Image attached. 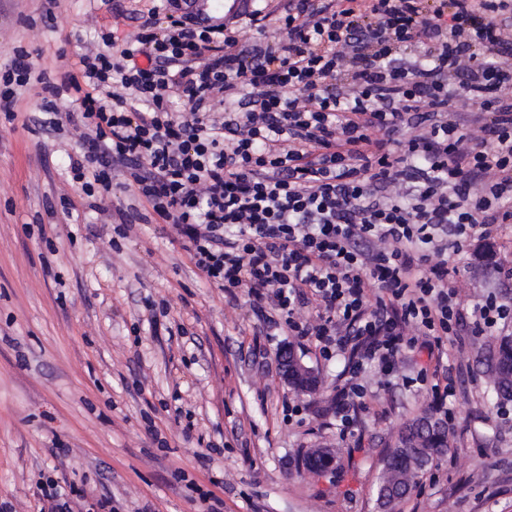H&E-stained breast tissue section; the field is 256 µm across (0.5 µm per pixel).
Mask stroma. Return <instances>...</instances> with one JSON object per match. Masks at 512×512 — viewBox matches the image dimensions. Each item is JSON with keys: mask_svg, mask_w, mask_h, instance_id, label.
I'll return each instance as SVG.
<instances>
[{"mask_svg": "<svg viewBox=\"0 0 512 512\" xmlns=\"http://www.w3.org/2000/svg\"><path fill=\"white\" fill-rule=\"evenodd\" d=\"M151 6L0 0V63L20 45L37 69L60 76L83 43L102 51L138 34ZM39 103V86L28 87L17 122L0 119V503L48 512L42 489L53 481L96 487L117 512H200L197 488L221 512H375L382 457L405 423L434 407L430 391L402 383L429 365L426 352L404 354L389 386L369 372L357 431L342 438L333 401L344 358L323 360L310 343L270 332L246 290L210 286L172 225L138 221L119 238L66 180L74 141L25 128ZM453 260L465 307L491 294L512 301L503 275L512 224L468 240ZM500 335L465 332L446 344L456 389L449 447L396 512H512V418L497 416L482 364ZM286 346L318 369L319 393L283 383ZM291 402L306 406L303 422L287 420ZM312 448L335 449V466L306 470Z\"/></svg>", "mask_w": 512, "mask_h": 512, "instance_id": "35a3bbf8", "label": "stroma"}]
</instances>
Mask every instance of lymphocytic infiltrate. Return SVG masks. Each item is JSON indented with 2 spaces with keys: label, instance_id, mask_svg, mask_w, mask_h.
<instances>
[{
  "label": "lymphocytic infiltrate",
  "instance_id": "f902f5d3",
  "mask_svg": "<svg viewBox=\"0 0 512 512\" xmlns=\"http://www.w3.org/2000/svg\"><path fill=\"white\" fill-rule=\"evenodd\" d=\"M169 7L163 32L152 6L59 81L14 48L0 116L39 84L37 123L76 136L84 195L138 199L112 219L174 225L211 286L247 289L258 320L283 317L322 358L347 354L350 433L367 365L391 374L457 334L449 252L512 223V0H278L235 26ZM48 500L112 512L83 486Z\"/></svg>",
  "mask_w": 512,
  "mask_h": 512
}]
</instances>
